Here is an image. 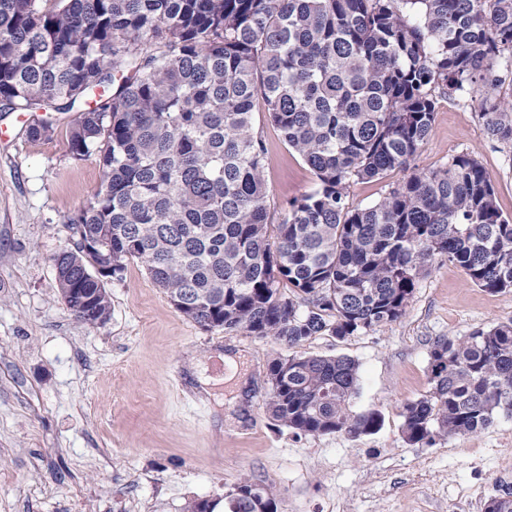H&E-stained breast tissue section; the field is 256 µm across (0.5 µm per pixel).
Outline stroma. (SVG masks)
Instances as JSON below:
<instances>
[{
    "label": "stroma",
    "mask_w": 512,
    "mask_h": 512,
    "mask_svg": "<svg viewBox=\"0 0 512 512\" xmlns=\"http://www.w3.org/2000/svg\"><path fill=\"white\" fill-rule=\"evenodd\" d=\"M477 102L439 96L411 164L440 168L474 155L512 218V149L491 141ZM74 113L30 140L0 112V512H185L244 481L277 494L278 512H484L512 494V418L418 447L400 411L429 388V351L512 320V290L492 293L443 261L421 276L396 322L294 348L203 329L169 302L143 265L108 282L107 323L77 321L57 293L55 255L73 248L67 224L99 189L97 156L68 152ZM266 147L270 223L315 178L255 106ZM339 356L359 366L358 411L381 412L371 435L318 437L275 426L265 411L278 355Z\"/></svg>",
    "instance_id": "obj_1"
}]
</instances>
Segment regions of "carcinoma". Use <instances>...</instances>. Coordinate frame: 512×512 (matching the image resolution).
<instances>
[{"label": "carcinoma", "instance_id": "carcinoma-1", "mask_svg": "<svg viewBox=\"0 0 512 512\" xmlns=\"http://www.w3.org/2000/svg\"><path fill=\"white\" fill-rule=\"evenodd\" d=\"M512 0H0V104L32 140L77 113L68 151L97 155L105 179L67 217L75 248L55 259L78 321L111 314L106 282L140 261L170 303L204 329L272 338H344L399 320L438 261L512 290V220L472 154L394 183L351 208L355 181L409 168L439 94L480 105L512 150ZM317 187L268 223L266 148L255 101ZM270 417L298 435L372 434L356 412L358 365L279 355ZM427 395L406 403L411 445L478 433L512 416V321L430 350ZM222 512H278L243 482Z\"/></svg>", "mask_w": 512, "mask_h": 512}]
</instances>
